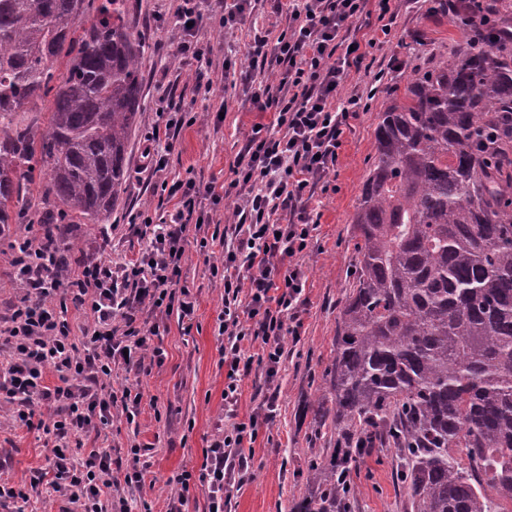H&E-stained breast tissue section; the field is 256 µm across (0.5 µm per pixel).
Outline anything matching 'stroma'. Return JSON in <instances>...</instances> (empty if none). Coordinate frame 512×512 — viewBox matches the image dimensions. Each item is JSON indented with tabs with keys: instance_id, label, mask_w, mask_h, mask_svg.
Listing matches in <instances>:
<instances>
[{
	"instance_id": "stroma-1",
	"label": "stroma",
	"mask_w": 512,
	"mask_h": 512,
	"mask_svg": "<svg viewBox=\"0 0 512 512\" xmlns=\"http://www.w3.org/2000/svg\"><path fill=\"white\" fill-rule=\"evenodd\" d=\"M170 6V0H130L129 21L146 46L143 109L130 142L125 190L104 223L73 225L69 239L76 244L71 252L74 261L92 256L96 242L105 233L112 239L114 261L137 258L152 229L144 226L139 233L130 232L126 214L144 206L160 217L173 210L174 201H162L152 194L148 174L142 169L144 137L160 121L163 97L173 92L183 95L184 110L196 117L194 124L182 128L167 157L166 173L171 178L230 182L244 135L253 125L272 120L271 113L256 111L244 92L249 82L261 80L259 72L248 65L247 43L254 33L285 25L284 19L272 12L268 0H256L253 9L247 10L243 28L233 35L238 43L233 53L225 51L222 29L203 30L201 37L213 48L215 67H222L229 56L236 63V74L230 82L215 76L211 86L200 88L195 85L192 67L180 62L175 41L156 20ZM473 32L470 16L437 13L432 0H400L390 35L377 34L372 24L358 31L363 57L349 68L340 95L364 94L374 83L379 90L351 119L341 138L336 173L310 204L318 216V227L301 258L307 276L301 337H285L284 354L272 381L258 360L259 348L250 350L254 362L240 383L236 419L248 420L259 411L272 385L279 393L278 411L259 427L251 445L252 477L227 491L224 512H291L310 490L308 458L314 454L324 460L330 458L335 446L332 430L319 425L314 409L324 392L340 310L357 261L352 219L374 160L378 115L388 102L389 92L404 91L435 53ZM37 230L34 224H13L0 234V321L20 295L19 288L9 281L5 254L14 238ZM219 257V246L204 249L195 237H188L178 285L188 288L195 304L191 323H182L174 314L167 318L162 336L153 339L164 351L161 364L138 372L126 371L120 364L113 367L115 391L128 388L142 392L139 412L130 423L120 409H113L111 425L100 435L85 438L82 447L73 452L80 460L90 449H109L112 474L118 478L133 463L143 465L141 486L124 492L130 512H170L181 492L177 476L198 472L204 449L226 423L220 355L223 339L219 333L224 290L212 274ZM135 445L141 450L137 459L131 454ZM51 446L42 429L17 424L10 414L0 413V482L28 490L32 474L45 469ZM395 468L392 451L384 448L358 458L352 471L358 489L356 512H403V493Z\"/></svg>"
}]
</instances>
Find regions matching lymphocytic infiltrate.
Segmentation results:
<instances>
[{"instance_id": "obj_1", "label": "lymphocytic infiltrate", "mask_w": 512, "mask_h": 512, "mask_svg": "<svg viewBox=\"0 0 512 512\" xmlns=\"http://www.w3.org/2000/svg\"><path fill=\"white\" fill-rule=\"evenodd\" d=\"M249 0H174L172 13L177 54L196 62L197 82L212 83V47L200 34L205 27L235 31L244 22ZM272 9L287 26L274 38L260 37L247 55L255 67L275 62L270 78L252 92L257 111L273 115L270 124L251 129L237 155L233 179L222 186H197L195 180L168 182L162 145L183 128L186 114L175 97H168L164 127H153L142 156L152 189L178 197L173 213L153 221L148 211L129 214V228L151 225L153 237L136 260L90 258L77 270L53 261L42 237L23 238L12 247L13 278L21 297L10 308L6 334L10 351L0 360V401L10 405L15 420L31 424L36 404L65 403L66 412L52 423L56 444L48 472H36L31 487L49 484L53 492L79 504L80 512H126L124 498L113 496L118 485L141 483L139 470L123 479L112 476V457L91 449L82 463L67 452L71 437L100 431L112 422V409L121 406L134 420L141 394L112 392V365L143 366L145 359L161 362V347H149L148 337L159 335L171 314L191 318L194 304L176 300L171 285L181 276V260L188 228L206 233L209 219L196 215L199 196L232 200V222L219 241L224 282V311L219 332L226 368L224 415L231 418L204 453L197 473L181 474L182 491L201 487L209 512H224V493L248 478L251 458L244 448L253 443L261 424L270 420L276 396L248 421H235L239 383L252 368L244 343H260L267 375L275 377L285 337L300 338L299 312L304 304L306 272L300 258L317 227L308 203L335 170L340 138L360 96L338 105L339 89L352 64V47L367 0H272ZM90 320L73 336L66 305L57 304L61 292ZM58 376L57 385L45 381L46 370Z\"/></svg>"}]
</instances>
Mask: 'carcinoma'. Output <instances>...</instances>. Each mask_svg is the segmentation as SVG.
<instances>
[{
  "label": "carcinoma",
  "instance_id": "cac0c4a2",
  "mask_svg": "<svg viewBox=\"0 0 512 512\" xmlns=\"http://www.w3.org/2000/svg\"><path fill=\"white\" fill-rule=\"evenodd\" d=\"M145 45L127 0H0V228L100 224L124 191ZM51 113L49 125L25 112ZM353 217L328 397L342 443L292 512H355L391 448L411 512H512V42H455L393 99Z\"/></svg>",
  "mask_w": 512,
  "mask_h": 512
}]
</instances>
